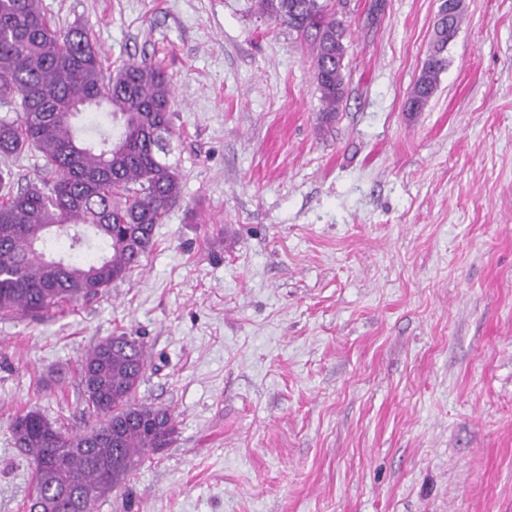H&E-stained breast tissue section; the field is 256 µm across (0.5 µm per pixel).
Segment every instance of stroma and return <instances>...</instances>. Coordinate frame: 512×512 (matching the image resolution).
<instances>
[{"instance_id": "stroma-1", "label": "stroma", "mask_w": 512, "mask_h": 512, "mask_svg": "<svg viewBox=\"0 0 512 512\" xmlns=\"http://www.w3.org/2000/svg\"><path fill=\"white\" fill-rule=\"evenodd\" d=\"M106 71L174 87L181 199L126 280L0 319V512H27L13 416L85 430L79 358L142 337L177 421L98 512H512V0H351L331 125L307 44L251 0H40ZM462 10L460 2L444 0L440 7V18L435 30V40L432 52L424 61L421 73L415 82L408 101L410 112L423 111L430 98L435 93L440 74L447 67V58L443 53L456 36L461 23Z\"/></svg>"}]
</instances>
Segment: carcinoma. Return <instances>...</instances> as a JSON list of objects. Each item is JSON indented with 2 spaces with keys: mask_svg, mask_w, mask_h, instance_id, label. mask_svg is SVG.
Listing matches in <instances>:
<instances>
[{
  "mask_svg": "<svg viewBox=\"0 0 512 512\" xmlns=\"http://www.w3.org/2000/svg\"><path fill=\"white\" fill-rule=\"evenodd\" d=\"M257 10L288 25L313 55L320 119L331 123L343 101L347 29L328 0H255ZM462 10L444 0L432 52L408 101L421 112L447 67L444 51ZM173 84L158 64L128 61L104 75L103 61L82 28L63 31L39 0H0V159L38 152L36 181L13 190L0 169V316L34 320L94 298L141 265L181 196L169 162L174 134ZM104 107L118 127L91 139L73 118ZM91 260L78 254L90 238ZM146 369L138 337H109L81 358L86 412L95 424L65 434L37 410L11 423L14 444L33 466L28 512H96L149 455L171 444L172 412L136 402Z\"/></svg>",
  "mask_w": 512,
  "mask_h": 512,
  "instance_id": "cac0c4a2",
  "label": "carcinoma"
}]
</instances>
